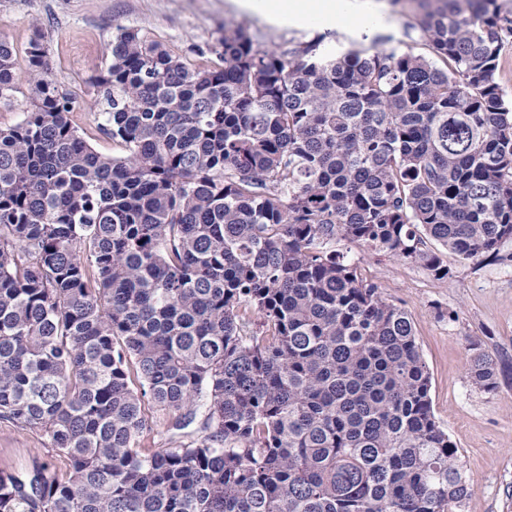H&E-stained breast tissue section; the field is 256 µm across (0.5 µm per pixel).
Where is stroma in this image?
<instances>
[{"label":"stroma","instance_id":"35a3bbf8","mask_svg":"<svg viewBox=\"0 0 512 512\" xmlns=\"http://www.w3.org/2000/svg\"><path fill=\"white\" fill-rule=\"evenodd\" d=\"M404 18L384 6L382 18L362 25L345 13L328 23L315 19L276 22L236 8L231 0H0V37L18 51L22 77L13 105L0 107V128L17 123L33 90L23 49L42 33L54 80L77 101L71 120L98 152L122 156L121 147L100 133L98 89L92 83L108 61L119 29L134 28L162 43L184 62L198 63V51L215 44L225 29L244 27L255 46L275 50L289 39L307 40L329 30L342 45L378 33L405 52L421 53L406 36ZM366 280L388 302L404 308L431 376V400L440 426L456 444L472 491L461 512H512V240L499 258L461 260L441 253L449 273L429 270L345 241ZM488 353L499 371L496 389L475 385L468 373L475 351ZM47 439L0 419V471L24 472L48 460Z\"/></svg>","mask_w":512,"mask_h":512}]
</instances>
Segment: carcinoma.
<instances>
[{"label":"carcinoma","instance_id":"carcinoma-1","mask_svg":"<svg viewBox=\"0 0 512 512\" xmlns=\"http://www.w3.org/2000/svg\"><path fill=\"white\" fill-rule=\"evenodd\" d=\"M411 2L424 54L234 29L189 66L119 30L94 84L124 157L78 133L30 40L32 105L0 128V418L62 466L0 471V512L462 506L409 315L331 248L441 280L426 239L464 260L512 239V11ZM18 92L0 37V105ZM469 374L497 387L487 353ZM150 407L169 448L143 444ZM498 82L505 98L512 101V44L505 47L500 57Z\"/></svg>","mask_w":512,"mask_h":512}]
</instances>
